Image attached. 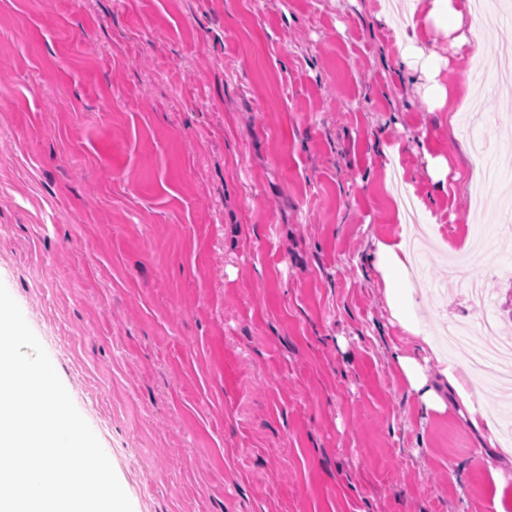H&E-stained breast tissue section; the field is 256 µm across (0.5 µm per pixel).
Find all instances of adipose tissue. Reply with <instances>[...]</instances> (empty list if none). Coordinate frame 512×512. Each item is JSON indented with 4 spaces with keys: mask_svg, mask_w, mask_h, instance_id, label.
I'll use <instances>...</instances> for the list:
<instances>
[{
    "mask_svg": "<svg viewBox=\"0 0 512 512\" xmlns=\"http://www.w3.org/2000/svg\"><path fill=\"white\" fill-rule=\"evenodd\" d=\"M471 0H407L406 10L400 24L401 29L417 26H435L448 38L456 53L476 50L484 38L483 32L465 25L471 14ZM447 61L445 58L431 59L425 76L428 87L425 101L429 110L454 107L457 99L471 100L476 90L468 80L452 85L444 84L439 76ZM380 275L387 306L394 320L414 340L419 355H400L396 362L411 393L415 394L424 411L442 412L448 404L464 407L467 420L474 429L494 433L495 428L481 402V392L469 370L459 363L443 361L439 385L428 382L425 360L438 356L428 332L416 315L415 286L410 278L413 256L405 240L376 242L371 258Z\"/></svg>",
    "mask_w": 512,
    "mask_h": 512,
    "instance_id": "ef3b65f1",
    "label": "adipose tissue"
}]
</instances>
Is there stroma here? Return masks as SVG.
<instances>
[{
    "mask_svg": "<svg viewBox=\"0 0 512 512\" xmlns=\"http://www.w3.org/2000/svg\"><path fill=\"white\" fill-rule=\"evenodd\" d=\"M380 9L0 0V282L133 512H512L506 460L409 392L370 261L406 238L448 360L445 323L512 314V98L488 73L462 134ZM468 239L493 307L447 287Z\"/></svg>",
    "mask_w": 512,
    "mask_h": 512,
    "instance_id": "35a3bbf8",
    "label": "stroma"
}]
</instances>
